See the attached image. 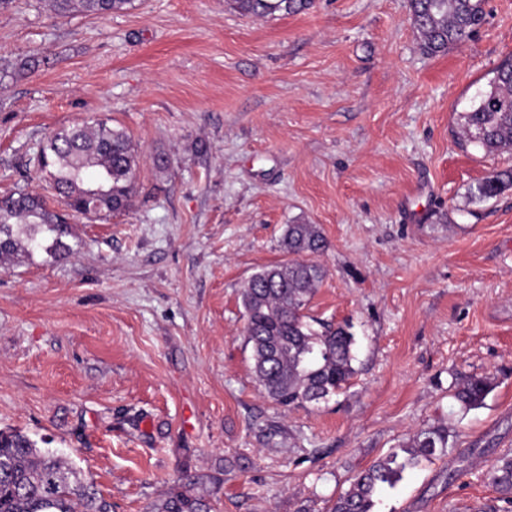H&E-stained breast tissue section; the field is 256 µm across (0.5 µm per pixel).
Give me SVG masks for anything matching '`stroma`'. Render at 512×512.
Returning <instances> with one entry per match:
<instances>
[{"mask_svg":"<svg viewBox=\"0 0 512 512\" xmlns=\"http://www.w3.org/2000/svg\"><path fill=\"white\" fill-rule=\"evenodd\" d=\"M484 10L432 56L408 0L265 19L224 0L1 9L0 56L50 62L0 82V196L57 207L33 156L91 118L125 128L140 162L126 212L71 218L69 257L0 265V429L71 462L110 512H154L188 473L219 477L211 512H326L439 426L446 455L373 512H512L487 478L512 455V190L467 197L512 168V148L458 142L461 112L512 55V0ZM299 221L329 243L305 313L350 324L357 360L336 395L287 410L253 378L241 292L287 261ZM471 375L496 386L467 411L449 387ZM135 0H50V10L58 16L80 12L88 16L101 17L127 10Z\"/></svg>","mask_w":512,"mask_h":512,"instance_id":"1","label":"stroma"}]
</instances>
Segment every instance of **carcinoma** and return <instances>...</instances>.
<instances>
[{
	"label": "carcinoma",
	"mask_w": 512,
	"mask_h": 512,
	"mask_svg": "<svg viewBox=\"0 0 512 512\" xmlns=\"http://www.w3.org/2000/svg\"><path fill=\"white\" fill-rule=\"evenodd\" d=\"M239 13L256 19L296 14L311 0H227ZM134 0H50L58 16L80 12L101 17L127 10ZM484 19V0H410V20L423 49L445 53L465 42ZM49 63L41 53L0 64V79L27 75ZM461 147L475 145L487 153L512 146V57L503 60L485 88L476 92L463 115ZM34 164L43 179L76 215L118 214L136 193L138 152L129 135L106 121L61 128L39 146ZM512 188V169L499 171L470 187L473 201H486ZM69 235L65 215L50 210L39 195L20 190L0 197V260L42 248L57 258L70 253L62 241ZM292 259L262 268L242 292L246 342L251 346L252 372L265 395L291 409L319 403L336 393L354 375L356 340L347 324L316 329L303 310L322 280L323 269L300 260L319 254L328 242L314 224H288L280 240ZM495 387L490 376L470 377L451 388L464 409L483 406ZM448 449V430L428 427L408 442L358 473L330 512H372L375 498L394 486L402 474L431 461ZM490 483L512 500V456L497 460ZM219 479L188 475L171 489L155 512H210L204 494ZM107 504L87 496L81 473L54 453L18 431L0 430V512H106Z\"/></svg>",
	"instance_id": "obj_1"
}]
</instances>
